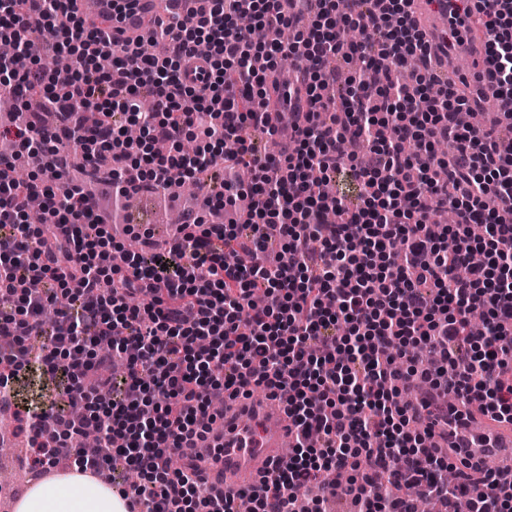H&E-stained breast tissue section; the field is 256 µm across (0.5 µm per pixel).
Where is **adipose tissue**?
I'll list each match as a JSON object with an SVG mask.
<instances>
[{
  "mask_svg": "<svg viewBox=\"0 0 512 512\" xmlns=\"http://www.w3.org/2000/svg\"><path fill=\"white\" fill-rule=\"evenodd\" d=\"M15 512H129L112 486L72 471L36 484L17 502Z\"/></svg>",
  "mask_w": 512,
  "mask_h": 512,
  "instance_id": "adipose-tissue-1",
  "label": "adipose tissue"
}]
</instances>
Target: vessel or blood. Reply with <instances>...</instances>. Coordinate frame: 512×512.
Wrapping results in <instances>:
<instances>
[{
    "label": "vessel or blood",
    "mask_w": 512,
    "mask_h": 512,
    "mask_svg": "<svg viewBox=\"0 0 512 512\" xmlns=\"http://www.w3.org/2000/svg\"><path fill=\"white\" fill-rule=\"evenodd\" d=\"M212 0H73L72 9L85 27L103 33L122 45L135 46L151 30L174 17L205 16ZM415 16L428 38L438 39L448 28V13L440 6L432 11L416 9ZM306 112L307 97L285 102L283 91L269 89L264 110L269 123L277 127L279 115L288 107ZM435 420L433 445L447 449L456 459L496 460L504 480L512 479V425L501 424L473 412L468 428L453 430L448 424V403L434 396L431 405ZM291 423L280 399L251 405L248 399L225 411L224 420L190 455L214 495L249 496L260 486L261 476L271 467L285 463L292 454L287 441Z\"/></svg>",
    "instance_id": "obj_1"
}]
</instances>
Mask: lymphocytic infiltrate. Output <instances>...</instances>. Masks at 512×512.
<instances>
[{
  "label": "lymphocytic infiltrate",
  "instance_id": "f902f5d3",
  "mask_svg": "<svg viewBox=\"0 0 512 512\" xmlns=\"http://www.w3.org/2000/svg\"><path fill=\"white\" fill-rule=\"evenodd\" d=\"M69 2L0 0V40L40 39L74 62L60 74L0 58V91L21 103L4 131L13 157L0 162V336L13 340L0 351V397L33 369L62 383L49 410L9 415L31 439L33 476L68 457L110 484L142 473L132 512H237L184 456L212 420L207 390L261 383L286 401L295 433L287 466L262 478L251 512H289L301 488L338 469L353 474L345 491L358 512H416L406 485L440 495L445 512L459 495L473 512H512V481L487 465L447 488L451 462L398 400L418 379L512 423V224L503 219L512 214V0H447L455 42L482 32L484 53L471 78L443 85L412 0L366 9L350 0L345 12L338 0H312L303 13L281 0H214L210 17L158 31L164 58L88 31ZM245 15L292 27L294 42L254 41ZM198 54L207 79L189 87L181 68ZM103 55L111 69L99 68ZM286 55L302 64L314 109L289 113L290 147L271 155L251 134L268 127L266 73ZM330 56L353 64L351 75L326 68ZM341 81L346 95H322ZM35 90L44 110L70 120L65 138L40 134L23 105ZM145 96L152 111L139 108ZM489 100L496 120L460 125V112ZM131 124L139 139L127 138ZM187 134L200 142L190 156L180 149ZM444 142L445 158L435 151ZM92 145L93 166L112 173L110 205L130 180L153 192L176 169L204 195L201 213L162 246L128 227L140 246L115 269L94 191L68 178L69 156ZM21 159L40 161V178L14 181ZM341 169L365 187L360 206L321 191ZM243 195L247 216L225 221ZM33 196L44 205L39 224L26 220ZM436 204L455 223L431 222ZM474 224L486 227L481 239ZM61 297L58 322H43V307ZM474 311L486 317L480 336L468 328ZM116 357L124 376H103ZM88 431L98 448H80Z\"/></svg>",
  "mask_w": 512,
  "mask_h": 512
}]
</instances>
